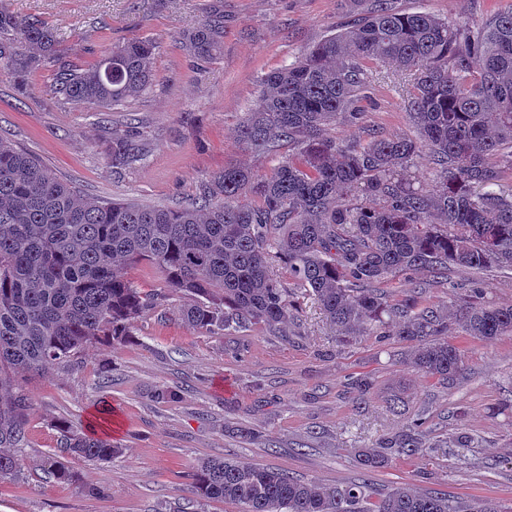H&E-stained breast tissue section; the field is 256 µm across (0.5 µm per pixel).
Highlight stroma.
Masks as SVG:
<instances>
[{
  "instance_id": "obj_1",
  "label": "stroma",
  "mask_w": 512,
  "mask_h": 512,
  "mask_svg": "<svg viewBox=\"0 0 512 512\" xmlns=\"http://www.w3.org/2000/svg\"><path fill=\"white\" fill-rule=\"evenodd\" d=\"M21 15L51 27L68 60L89 65L118 42L156 43L153 81L138 98L109 112L76 108L55 98L52 69L20 89L0 75V134L39 157L81 195L144 206L192 199L201 179L227 164L258 173L289 153L279 143L254 156L238 140L246 112L265 74L292 64L334 30L354 24L353 0H224V46L208 63L183 46L204 19L209 0H4ZM405 11L449 23L479 22L512 7V0H397ZM365 89L362 123H339L337 140L413 135L412 81L401 67L374 64ZM142 149V160H112V134ZM450 285L424 272V300L447 305L455 287H484L496 304L512 305V269L483 275L450 271ZM297 320L268 332L231 334L192 330L179 316L183 303L167 296L140 318L121 343L86 348L78 367L26 375L31 398L26 451L17 476L0 479V512H241L221 500H196L191 474L198 459L232 455L287 470L325 487L366 481L376 495L407 484L455 497L490 498L512 506V336L492 342L452 337L465 366L454 384L418 372L412 343L361 336L339 343L336 328L313 296L296 293ZM370 391L353 407L357 381ZM179 390L174 403L154 398L156 387ZM112 412L99 436L122 450L112 462L89 466L67 457L75 474L60 481L44 471L45 456L60 452L56 420L88 429L102 408ZM421 421L429 448L410 460L363 470L358 454ZM247 428L257 440H244ZM469 433V448L446 438ZM101 495L88 494V487Z\"/></svg>"
}]
</instances>
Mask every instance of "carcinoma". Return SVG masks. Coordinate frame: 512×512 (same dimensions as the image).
Here are the masks:
<instances>
[{"label":"carcinoma","instance_id":"obj_1","mask_svg":"<svg viewBox=\"0 0 512 512\" xmlns=\"http://www.w3.org/2000/svg\"><path fill=\"white\" fill-rule=\"evenodd\" d=\"M364 1L357 23L261 79L239 142L257 155L279 142L294 153L265 174L226 165L182 205L86 198L0 134V478L19 473L26 440L29 397L16 375L74 367L86 347L126 341L159 304L126 277L128 264L158 269L164 287L183 296L180 317L193 330L275 331L298 314L295 288L317 299L345 340L393 324V335L415 344L413 367L449 382L463 357L446 337L512 335V306L480 288L446 308L424 302L419 285L400 289L397 300L386 289L408 272L446 285L450 267H512V10L451 26L391 0H355ZM223 44V0H213L184 46L205 61ZM154 50L148 39L129 40L83 68L62 59L50 27L0 3V75L22 87L50 64L56 96L79 107L104 112L140 96L152 82ZM367 60L411 74L415 135L344 146L330 134L363 119ZM133 158L128 141L112 134V160ZM274 260L288 266L293 288L272 276ZM56 427L67 453L89 465L121 452L93 430L62 419ZM420 427L361 451L360 465L419 455ZM192 491L243 512H512L403 484L373 502L364 482L324 487L233 457L198 461Z\"/></svg>","mask_w":512,"mask_h":512}]
</instances>
